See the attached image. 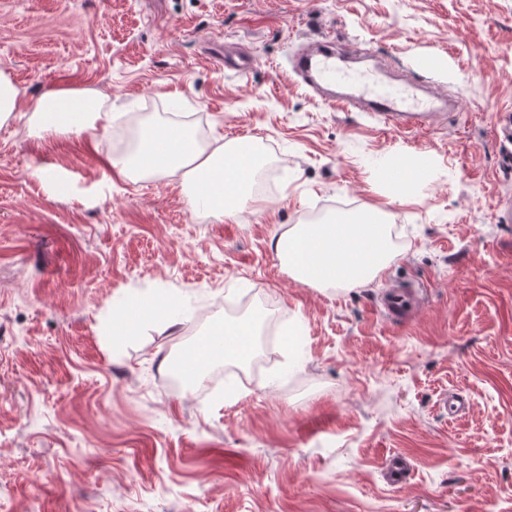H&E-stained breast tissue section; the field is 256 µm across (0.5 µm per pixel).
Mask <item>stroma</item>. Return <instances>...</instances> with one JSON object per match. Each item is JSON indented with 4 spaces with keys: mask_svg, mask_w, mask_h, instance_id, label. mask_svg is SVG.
Returning a JSON list of instances; mask_svg holds the SVG:
<instances>
[{
    "mask_svg": "<svg viewBox=\"0 0 512 512\" xmlns=\"http://www.w3.org/2000/svg\"><path fill=\"white\" fill-rule=\"evenodd\" d=\"M323 40L349 109L294 70ZM0 71L21 91L0 126V512H512V0H0ZM67 88L111 127L28 130ZM380 96L424 128L378 121ZM172 101L205 139L252 138L271 192L216 220L181 173L119 174L130 121ZM415 160L398 200L382 173ZM374 206L403 254L370 287L304 286L270 246ZM389 284L423 291L399 325L376 311ZM158 295L176 325L113 336ZM264 306L256 363L162 385L213 322Z\"/></svg>",
    "mask_w": 512,
    "mask_h": 512,
    "instance_id": "stroma-1",
    "label": "stroma"
}]
</instances>
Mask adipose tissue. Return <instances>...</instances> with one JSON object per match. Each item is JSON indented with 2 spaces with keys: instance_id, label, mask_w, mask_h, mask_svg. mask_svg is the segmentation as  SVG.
I'll list each match as a JSON object with an SVG mask.
<instances>
[{
  "instance_id": "1",
  "label": "adipose tissue",
  "mask_w": 512,
  "mask_h": 512,
  "mask_svg": "<svg viewBox=\"0 0 512 512\" xmlns=\"http://www.w3.org/2000/svg\"><path fill=\"white\" fill-rule=\"evenodd\" d=\"M95 93L60 89L46 93L29 117L41 134L56 135L104 128L112 120L97 103ZM255 153L238 152L221 139L201 144L192 130L172 121H156L141 133L135 150L114 161L126 177H153L192 164L189 198L195 210L221 217L235 203L249 199L250 182L257 167ZM379 208H369L358 221L300 224L279 235L274 247L299 283L314 288H365L376 282L399 255L392 227L381 219ZM259 318L246 317L217 323L218 346H205L210 359L239 363L248 360Z\"/></svg>"
}]
</instances>
